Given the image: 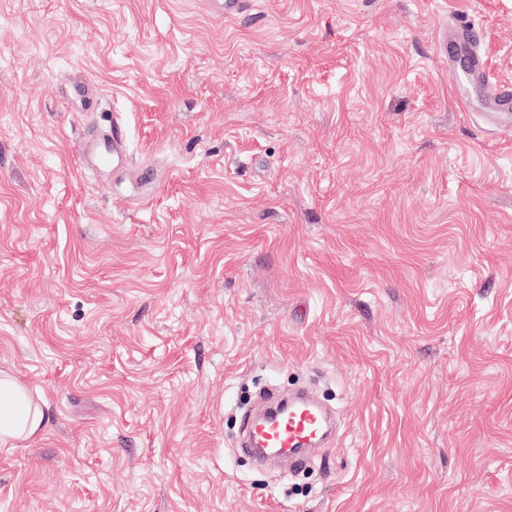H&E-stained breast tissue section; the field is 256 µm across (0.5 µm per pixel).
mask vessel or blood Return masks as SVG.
Masks as SVG:
<instances>
[{
    "label": "vessel or blood",
    "instance_id": "obj_1",
    "mask_svg": "<svg viewBox=\"0 0 512 512\" xmlns=\"http://www.w3.org/2000/svg\"><path fill=\"white\" fill-rule=\"evenodd\" d=\"M468 58L465 74L467 82H486V66L472 31L463 23H456L449 36ZM128 156L122 113L112 115L108 132L95 135L81 150L83 167L95 173L117 168ZM271 419H260L255 412H247L243 419L241 449L259 456L261 448L275 449L277 461L295 468L305 464L313 447L324 444L333 425L330 414L312 397L299 393L281 399L268 397L264 406Z\"/></svg>",
    "mask_w": 512,
    "mask_h": 512
}]
</instances>
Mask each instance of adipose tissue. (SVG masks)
Returning a JSON list of instances; mask_svg holds the SVG:
<instances>
[{
	"mask_svg": "<svg viewBox=\"0 0 512 512\" xmlns=\"http://www.w3.org/2000/svg\"><path fill=\"white\" fill-rule=\"evenodd\" d=\"M48 421L40 397L16 377L0 373V447L12 448L36 437Z\"/></svg>",
	"mask_w": 512,
	"mask_h": 512,
	"instance_id": "ef3b65f1",
	"label": "adipose tissue"
}]
</instances>
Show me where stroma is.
Returning a JSON list of instances; mask_svg holds the SVG:
<instances>
[{
  "instance_id": "1",
  "label": "stroma",
  "mask_w": 512,
  "mask_h": 512,
  "mask_svg": "<svg viewBox=\"0 0 512 512\" xmlns=\"http://www.w3.org/2000/svg\"><path fill=\"white\" fill-rule=\"evenodd\" d=\"M457 16L512 82V0H0V372L50 416L0 512H512V118ZM303 383L335 441L260 470L236 403ZM444 41L457 43L460 50L466 54L469 64L464 77L469 86L474 81L483 84L486 82L492 85L489 77L485 74L486 66L481 50L474 41V35L468 26L457 21L454 31L449 36H446ZM128 156L124 135V119L120 112L112 115V128L103 134H97L86 142L81 150V162L84 168L103 174L120 166Z\"/></svg>"
}]
</instances>
